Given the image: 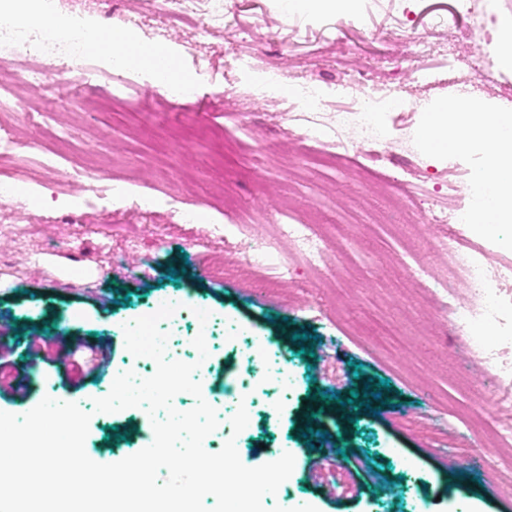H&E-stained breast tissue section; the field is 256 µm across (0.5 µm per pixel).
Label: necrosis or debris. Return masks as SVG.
Listing matches in <instances>:
<instances>
[{
  "label": "necrosis or debris",
  "instance_id": "necrosis-or-debris-1",
  "mask_svg": "<svg viewBox=\"0 0 512 512\" xmlns=\"http://www.w3.org/2000/svg\"><path fill=\"white\" fill-rule=\"evenodd\" d=\"M52 2L42 0V15L32 16L25 25L19 24L13 14L0 11V46H7L16 57L28 62L26 68L11 70L9 82L0 81V112L17 111L13 86H33L48 92L63 73L82 84L108 81L110 94L116 99L134 86V68L92 61L86 52L88 32L83 26L76 23L61 30L50 22ZM159 13L173 19L195 20L207 30L221 31L229 26L225 0H160ZM489 22L486 0H454L447 14L430 20L426 33H416L398 20L393 28L413 42V63L418 66L429 53L430 32L439 29L452 32L466 26L475 49L480 50L489 41ZM370 79L367 73L355 78L351 104L337 108L329 124L323 120L327 105L324 92L308 87L298 102L307 120L297 135L301 146L341 161L349 154L343 133L352 129L360 135L357 152L360 173L397 165V158L386 153L384 147L391 141L410 103L402 95L370 88ZM466 184L470 201L452 206L448 229L440 237V247L448 261V275L434 280L433 285L441 295L447 296L448 321L463 334V349L475 369L483 371L489 353L512 342V301L505 300L501 288L503 280L512 278V251H490L486 242L491 239V232L472 222L475 210L491 205L492 187L472 176ZM288 237L308 263L324 264L339 256L334 244L317 235L312 225H289ZM458 281L467 284L465 295H457L454 284ZM240 360L246 375L245 393H252L254 385L260 384L274 394L292 382L287 373L274 371L267 363L258 361L252 348H245ZM472 423L491 436L501 464H512V386L503 385L498 398L473 418Z\"/></svg>",
  "mask_w": 512,
  "mask_h": 512
}]
</instances>
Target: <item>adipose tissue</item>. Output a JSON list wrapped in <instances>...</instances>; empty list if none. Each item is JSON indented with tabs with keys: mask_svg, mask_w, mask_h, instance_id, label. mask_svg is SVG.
<instances>
[{
	"mask_svg": "<svg viewBox=\"0 0 512 512\" xmlns=\"http://www.w3.org/2000/svg\"><path fill=\"white\" fill-rule=\"evenodd\" d=\"M88 48L90 53L132 65L156 86H166L183 74L169 48L143 43L126 31L91 29ZM421 144L425 152L434 154H463L482 147L487 161L479 175L496 188L497 197L494 209L477 213L474 221L512 223V111L483 108L469 95L458 94L429 111Z\"/></svg>",
	"mask_w": 512,
	"mask_h": 512,
	"instance_id": "1",
	"label": "adipose tissue"
}]
</instances>
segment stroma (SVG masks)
<instances>
[{
	"mask_svg": "<svg viewBox=\"0 0 512 512\" xmlns=\"http://www.w3.org/2000/svg\"><path fill=\"white\" fill-rule=\"evenodd\" d=\"M451 2L362 0L355 14L303 18L308 31L300 34L280 15L279 0H227L233 23L267 22L240 45L252 68L228 74L224 33L161 21L156 0H112L108 6L103 0H56L58 14L77 11L98 28L168 46L194 80L197 96L173 105L154 88L116 104L106 83L78 90L62 80L48 97L18 89L21 101L39 106L33 118L0 113V133L56 154L60 168L98 170L125 190L75 218L69 202L76 184L59 183L55 171L35 162L0 168L19 188L0 207V225L15 227L0 236V254L13 257L0 264V321L12 333L0 340V411L33 408L50 389L91 413L85 450L99 463L146 447L153 429L142 409L106 417L94 412L93 401L107 394L113 372L132 359L123 324L148 315L155 297L169 295L184 309L204 305L212 312L209 329L183 317L176 335L183 347L200 333L211 343L208 391L227 415L237 407L225 404L220 376L238 372L240 341L264 337L270 363L294 371L290 393L273 412L263 407V391H254L249 424L237 443L248 467L264 464L279 448L294 456L276 504H311L319 512H409L412 498L422 497L434 512H512V469L502 466L495 478H484L494 450L448 407L455 401L480 410L492 404L498 388L488 375L475 377L469 388L458 385L470 362L446 312L428 300L429 282L406 283L413 269L447 274L438 250L443 227L433 220L446 192L442 179L451 170L471 172L486 159L480 149L428 156L420 142L427 111L460 92L512 109V65L474 59L461 31L434 38L428 75L421 79L409 62L410 43L368 35L395 18L423 32L427 19ZM270 67L286 82L307 76L332 101L348 91L351 74L370 71L410 100L392 144L401 164L384 175L427 185L409 205L413 220L391 209L374 177L333 167L292 141L291 97L260 88ZM159 191L196 205L200 222L181 223L165 207L141 212L139 198ZM34 193L40 203H30ZM235 216L259 225L267 240L278 238L281 225L316 219L341 259L316 269L298 260L283 275L254 256L234 276L216 280L214 266L245 256L243 239L224 232ZM303 332L307 340L297 342ZM95 347L104 348L106 359L90 374L85 362ZM63 348L73 352L65 361L59 358ZM23 375L29 378L24 393L14 388ZM371 379L390 383L376 414H355L316 397L322 391L345 399ZM312 406L321 410L319 429L344 452L318 474L304 436ZM415 414L467 443L471 457L458 458L449 439L412 430L408 418Z\"/></svg>",
	"mask_w": 512,
	"mask_h": 512,
	"instance_id": "obj_1",
	"label": "stroma"
}]
</instances>
